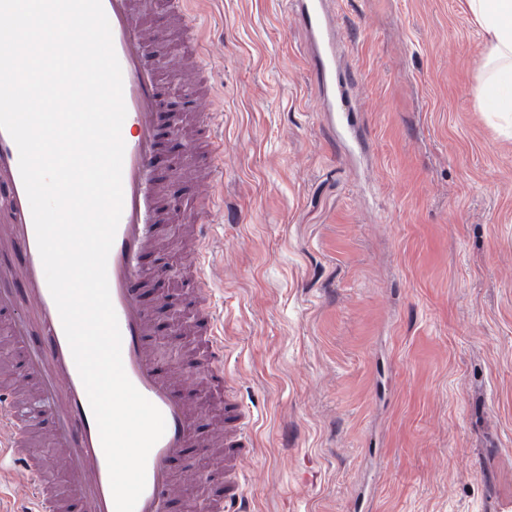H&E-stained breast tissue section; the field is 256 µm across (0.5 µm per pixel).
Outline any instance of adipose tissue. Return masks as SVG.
Returning a JSON list of instances; mask_svg holds the SVG:
<instances>
[{
  "label": "adipose tissue",
  "instance_id": "1",
  "mask_svg": "<svg viewBox=\"0 0 512 512\" xmlns=\"http://www.w3.org/2000/svg\"><path fill=\"white\" fill-rule=\"evenodd\" d=\"M467 12L487 37L482 79L505 90L501 107L512 112V0H465Z\"/></svg>",
  "mask_w": 512,
  "mask_h": 512
}]
</instances>
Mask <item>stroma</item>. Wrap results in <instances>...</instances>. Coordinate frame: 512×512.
<instances>
[{"mask_svg": "<svg viewBox=\"0 0 512 512\" xmlns=\"http://www.w3.org/2000/svg\"><path fill=\"white\" fill-rule=\"evenodd\" d=\"M205 43L223 179L155 169L150 343L202 434L224 420L188 329L190 215L257 443L238 512H512V121L465 0H336L358 143L323 122L286 0H183ZM185 326L169 332L170 322ZM178 350V358L167 350Z\"/></svg>", "mask_w": 512, "mask_h": 512, "instance_id": "1", "label": "stroma"}]
</instances>
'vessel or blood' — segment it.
I'll use <instances>...</instances> for the list:
<instances>
[{"label":"vessel or blood","instance_id":"vessel-or-blood-1","mask_svg":"<svg viewBox=\"0 0 512 512\" xmlns=\"http://www.w3.org/2000/svg\"><path fill=\"white\" fill-rule=\"evenodd\" d=\"M326 0H289L291 12L310 34L323 119L335 125L357 109L354 78L336 66V28ZM115 53L122 69L126 118L122 168L123 208L107 261L112 305L121 332L125 373L133 385L162 413L166 430L151 449L146 487L135 512H169L178 488L192 478L177 479L173 462L201 447L198 411L182 397L181 383L160 369L148 341L153 334V309L145 297L149 274L143 256L155 249L157 226L171 216L152 203V164L157 157L158 114L161 110L155 69L165 39L148 28L138 0H102ZM212 146L205 159L210 182L219 178L222 146L216 145L209 118L195 129ZM0 205L9 221L0 224V310L17 309L6 334L10 346L24 351L28 371L13 384H0V483H24L31 488L30 505L8 512H115L110 478L98 427L76 368L62 321L47 286L39 255L29 200L19 170V151L11 136L0 130ZM39 325L41 336L29 334ZM198 335L210 361L212 391L224 401V446L215 454L224 471V491L211 498L208 512H236L245 489L237 471L255 441L241 426L244 407L224 387V336L211 305L200 309ZM30 396L35 414L47 416L58 466L66 487L57 493L42 476L39 446L32 435L33 416L22 410L19 394Z\"/></svg>","mask_w":512,"mask_h":512}]
</instances>
